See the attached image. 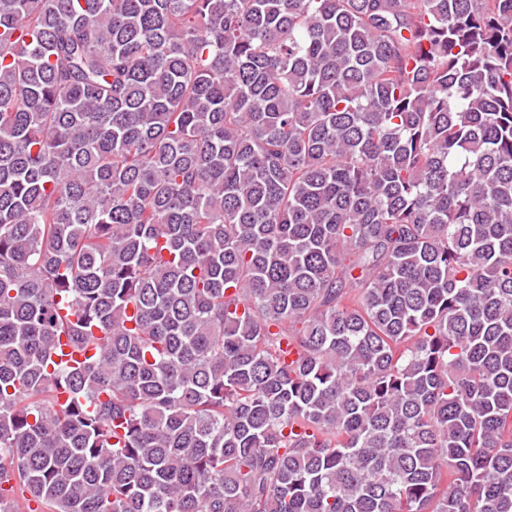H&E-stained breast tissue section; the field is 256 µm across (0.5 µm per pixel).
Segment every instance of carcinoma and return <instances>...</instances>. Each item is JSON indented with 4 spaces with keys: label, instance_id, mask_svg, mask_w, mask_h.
I'll return each instance as SVG.
<instances>
[{
    "label": "carcinoma",
    "instance_id": "1",
    "mask_svg": "<svg viewBox=\"0 0 512 512\" xmlns=\"http://www.w3.org/2000/svg\"><path fill=\"white\" fill-rule=\"evenodd\" d=\"M0 512H512V0H0Z\"/></svg>",
    "mask_w": 512,
    "mask_h": 512
}]
</instances>
